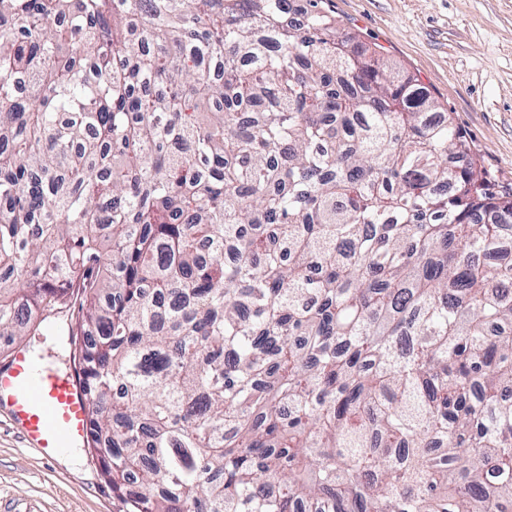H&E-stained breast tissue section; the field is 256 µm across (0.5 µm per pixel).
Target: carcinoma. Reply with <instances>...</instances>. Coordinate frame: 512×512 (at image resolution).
Wrapping results in <instances>:
<instances>
[{
  "instance_id": "1",
  "label": "carcinoma",
  "mask_w": 512,
  "mask_h": 512,
  "mask_svg": "<svg viewBox=\"0 0 512 512\" xmlns=\"http://www.w3.org/2000/svg\"><path fill=\"white\" fill-rule=\"evenodd\" d=\"M291 2L0 0V338L131 512H512V194Z\"/></svg>"
}]
</instances>
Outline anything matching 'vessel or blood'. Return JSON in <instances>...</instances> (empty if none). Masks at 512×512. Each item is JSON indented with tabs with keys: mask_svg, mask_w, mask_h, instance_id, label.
Listing matches in <instances>:
<instances>
[{
	"mask_svg": "<svg viewBox=\"0 0 512 512\" xmlns=\"http://www.w3.org/2000/svg\"><path fill=\"white\" fill-rule=\"evenodd\" d=\"M90 400L81 374L58 372L18 348L0 367V410L26 445L51 460L86 443Z\"/></svg>",
	"mask_w": 512,
	"mask_h": 512,
	"instance_id": "1",
	"label": "vessel or blood"
}]
</instances>
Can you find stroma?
<instances>
[{
    "instance_id": "obj_1",
    "label": "stroma",
    "mask_w": 512,
    "mask_h": 512,
    "mask_svg": "<svg viewBox=\"0 0 512 512\" xmlns=\"http://www.w3.org/2000/svg\"><path fill=\"white\" fill-rule=\"evenodd\" d=\"M349 35L382 50L433 92L479 162L512 189V0H324ZM23 348L69 370L70 349L54 330ZM78 471L27 448L0 413V512H128L79 447Z\"/></svg>"
}]
</instances>
